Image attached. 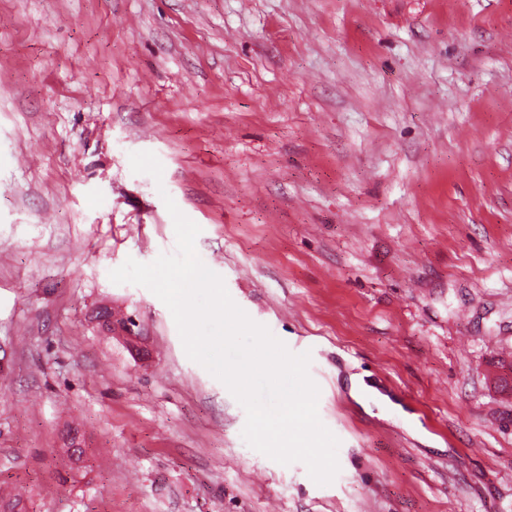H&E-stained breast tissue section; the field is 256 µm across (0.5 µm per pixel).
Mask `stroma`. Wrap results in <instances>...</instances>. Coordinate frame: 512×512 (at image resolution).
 Wrapping results in <instances>:
<instances>
[{
  "instance_id": "obj_1",
  "label": "stroma",
  "mask_w": 512,
  "mask_h": 512,
  "mask_svg": "<svg viewBox=\"0 0 512 512\" xmlns=\"http://www.w3.org/2000/svg\"><path fill=\"white\" fill-rule=\"evenodd\" d=\"M167 195L310 352L331 484L249 447L168 308L111 282L174 253ZM511 375L512 0H0V488L25 512H512ZM98 316H103L105 318H107V320L110 322V323H115V324H124L126 319L124 318H121V319H116L115 321H112V312H110L108 309H101L100 311L97 312L96 314V317ZM139 323L138 321L133 318V317H129L127 322L125 323L122 331H120L118 334L121 335L120 337L126 342V343H129V346L132 350V352H134L135 354L137 353V347H138V341H139Z\"/></svg>"
}]
</instances>
